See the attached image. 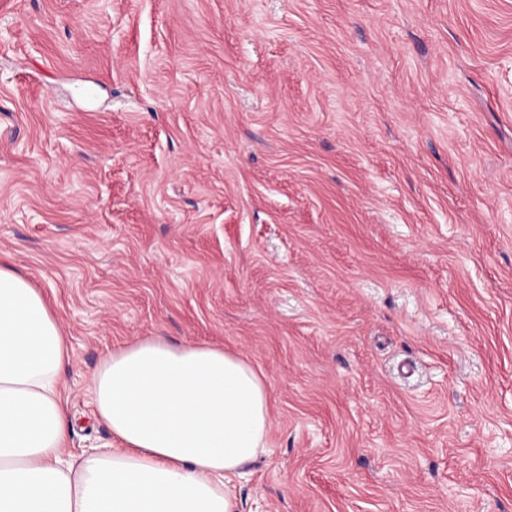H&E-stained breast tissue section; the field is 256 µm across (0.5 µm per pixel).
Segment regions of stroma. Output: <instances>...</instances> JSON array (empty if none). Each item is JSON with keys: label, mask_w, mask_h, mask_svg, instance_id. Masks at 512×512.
I'll list each match as a JSON object with an SVG mask.
<instances>
[{"label": "stroma", "mask_w": 512, "mask_h": 512, "mask_svg": "<svg viewBox=\"0 0 512 512\" xmlns=\"http://www.w3.org/2000/svg\"><path fill=\"white\" fill-rule=\"evenodd\" d=\"M0 253L87 392L246 357L239 512H512V0H0Z\"/></svg>", "instance_id": "35a3bbf8"}]
</instances>
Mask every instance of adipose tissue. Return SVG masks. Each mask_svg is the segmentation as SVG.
<instances>
[{"mask_svg": "<svg viewBox=\"0 0 512 512\" xmlns=\"http://www.w3.org/2000/svg\"><path fill=\"white\" fill-rule=\"evenodd\" d=\"M69 358L42 294L0 260V512H238L232 479L271 428L262 373L159 337L112 350L90 390L113 444L77 455Z\"/></svg>", "mask_w": 512, "mask_h": 512, "instance_id": "adipose-tissue-1", "label": "adipose tissue"}]
</instances>
